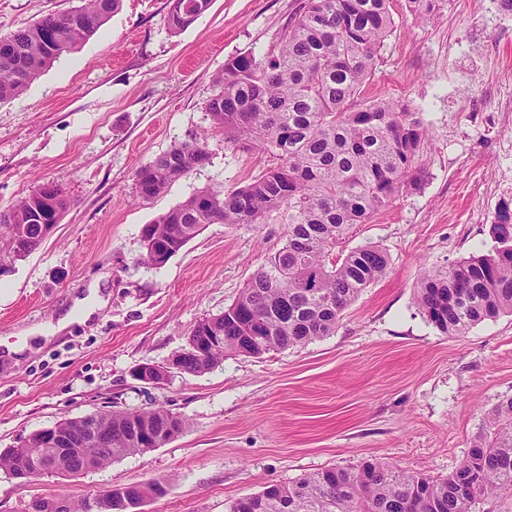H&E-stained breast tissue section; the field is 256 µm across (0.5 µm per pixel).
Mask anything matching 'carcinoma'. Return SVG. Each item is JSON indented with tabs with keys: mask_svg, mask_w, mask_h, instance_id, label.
<instances>
[{
	"mask_svg": "<svg viewBox=\"0 0 512 512\" xmlns=\"http://www.w3.org/2000/svg\"><path fill=\"white\" fill-rule=\"evenodd\" d=\"M212 0H172L168 23L176 32L204 13ZM121 0H82L0 36V103L22 92L60 56L73 51L119 10ZM389 0H307L283 34L276 53L238 57L215 77L218 94L206 109L224 140L259 146L275 165L242 187L210 188L161 214L151 235L165 245L186 244L205 224H286L288 235L248 280L224 313L205 326L224 345L202 353L175 352L182 371L204 374L229 354L261 356L304 346L333 333L343 312L386 273L383 249L364 245L336 254L356 224L392 205L402 191L425 179L417 165L426 129L408 108L356 97L391 32ZM207 145L184 142L134 171L142 200L204 166ZM39 192L0 210V262L18 261L42 244ZM494 245L444 269H426L415 286L418 308L448 336L512 313V198L502 200L490 228ZM88 421L110 433L105 450L87 449L63 473L106 466L133 453L132 428L167 436L187 427L165 409L104 410L53 425L74 434ZM54 449L38 430L0 453V470L17 464L35 469ZM512 492V398L500 402L488 433L474 441L459 466L444 478L366 460L353 468H329L252 495L263 512H279V500L298 495L296 512H476L481 501Z\"/></svg>",
	"mask_w": 512,
	"mask_h": 512,
	"instance_id": "cac0c4a2",
	"label": "carcinoma"
}]
</instances>
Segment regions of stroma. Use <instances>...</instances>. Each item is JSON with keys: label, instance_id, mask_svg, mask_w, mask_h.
<instances>
[{"label": "stroma", "instance_id": "stroma-1", "mask_svg": "<svg viewBox=\"0 0 512 512\" xmlns=\"http://www.w3.org/2000/svg\"><path fill=\"white\" fill-rule=\"evenodd\" d=\"M80 0H0V35ZM305 0H212L179 32L169 0H122L119 10L20 95L0 103V209L36 184L71 205L54 232L0 277V450L64 418L113 407H164L182 434L154 450L22 486L0 472V512L35 497L93 499L161 481L135 512H227L235 499L367 459L447 476L512 397V315L447 336L414 302L422 269L487 252L501 200L512 198V16L493 0H437L427 19L390 0L394 28L359 103L422 113L427 178L342 243L388 256L335 331L259 357L229 355L209 372L134 379L162 365L201 318L223 313L284 224H208L162 266L141 262L146 224L208 187L233 189L273 163L224 141L206 110L225 62L276 52ZM197 140L205 167L162 195L137 197L133 173ZM100 285L106 306L52 338L37 329Z\"/></svg>", "mask_w": 512, "mask_h": 512}]
</instances>
